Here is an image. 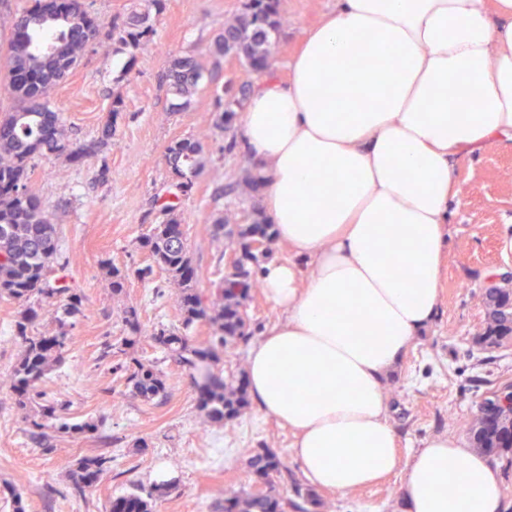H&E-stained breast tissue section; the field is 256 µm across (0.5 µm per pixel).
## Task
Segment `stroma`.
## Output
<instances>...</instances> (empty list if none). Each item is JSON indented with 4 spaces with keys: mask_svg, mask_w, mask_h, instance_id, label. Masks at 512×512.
I'll return each mask as SVG.
<instances>
[{
    "mask_svg": "<svg viewBox=\"0 0 512 512\" xmlns=\"http://www.w3.org/2000/svg\"><path fill=\"white\" fill-rule=\"evenodd\" d=\"M243 0H167L156 22L154 44L137 53L132 70L125 55L113 54L111 41L95 44L82 63L51 92V106L71 138L97 137L114 98L124 107L111 145L77 167L61 158H35L27 187L37 194L59 231V262L69 284L84 298L85 315L69 330L66 364L44 383L49 396L67 402L75 419L101 420V434L116 460L108 478L84 497L70 493L66 464L90 453L93 441L67 438L53 453L30 448L24 436L25 415L10 389V372L22 351L13 325L17 303L0 299V512H13L11 495L19 493L25 512H103L112 498L132 487L150 490L174 479L179 489L163 501L162 512H208L225 491L255 487L246 468L250 452L267 448L284 467L298 473L287 426L249 406L237 419L217 424L201 412L184 373L165 364L168 396L146 405L128 396L110 365L99 362L106 336L124 332L122 312L135 307L145 329L181 321L180 290L163 271L149 281L131 279L123 296L112 294L111 269L135 270L149 262L139 237L159 223V209L170 203L171 177L165 160L175 139L209 133L212 149L205 177L179 212L188 248L201 275L197 286L215 293V272L224 240L212 236L211 217L222 212L227 198L215 190L234 178L246 159L222 156L223 134L213 129L214 96L204 92L184 112L170 111V96L159 84L169 60L200 49L224 19L239 11ZM336 0H281L287 24L271 45L275 76L287 81L288 64L303 36L335 6ZM107 167V183L96 180ZM458 203L449 211L448 249L440 281L438 313L413 343L404 361L387 376L383 392L390 421L399 431L398 451L411 457L436 435L467 441L468 428L481 397L473 376L512 381V349L487 353L472 343L484 321L481 289L489 276L512 270V147L490 144L470 153L457 171ZM224 439V466L206 468L198 456ZM147 446L134 452L135 440ZM402 474L355 491H321L331 512H402Z\"/></svg>",
    "mask_w": 512,
    "mask_h": 512,
    "instance_id": "obj_1",
    "label": "stroma"
}]
</instances>
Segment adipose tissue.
<instances>
[{"mask_svg":"<svg viewBox=\"0 0 512 512\" xmlns=\"http://www.w3.org/2000/svg\"><path fill=\"white\" fill-rule=\"evenodd\" d=\"M289 69L255 84L237 133L293 253L262 269L285 319L250 350V396L314 487L402 468L404 512H502L498 468L458 440L401 460L383 381L437 313L459 165L512 143V0H336Z\"/></svg>","mask_w":512,"mask_h":512,"instance_id":"adipose-tissue-1","label":"adipose tissue"}]
</instances>
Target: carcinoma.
<instances>
[{
    "mask_svg": "<svg viewBox=\"0 0 512 512\" xmlns=\"http://www.w3.org/2000/svg\"><path fill=\"white\" fill-rule=\"evenodd\" d=\"M45 0H33L31 7L14 16H3L0 23L10 29L5 51L9 91L15 100L11 112L0 114V298L21 306L15 322L16 336L22 353L11 370V387L17 394V407L25 411L34 399L46 397L37 390L47 375L61 367L69 352L70 337L65 331L84 317V297L71 288L62 276L50 280L59 252L57 225L44 213L42 200L28 191L25 180L34 156L60 157L79 164L96 155L112 140L114 117L121 100L114 101L100 135L88 142H74L61 125L60 115L49 103L47 76L37 63V56L48 47L65 46L56 60L59 70L74 69L89 51L90 39L105 36L112 40L116 52L128 55L126 69L136 63L135 51L154 41L156 29L150 16H159L165 0H145L144 10L106 24L92 15L86 0H53V12L47 13ZM287 23L280 0H246L241 10L224 20V28L212 38L203 54H186L170 61L165 73L168 93L175 103L172 111L191 107L194 99L213 83L222 59L232 57L251 71H271L272 38ZM25 67L31 77L15 79V70ZM251 84L229 81L214 90L216 113L212 127L224 133L225 154H237L235 125L245 112ZM208 143L202 138H182L167 146L170 174L179 196L188 198L196 180L206 167ZM265 176L252 168L242 169L240 178L227 185V194L238 200L213 217V234L224 235V226L237 225V239L244 243L260 237L266 244L262 253H247L236 274L221 278L217 294L211 301L196 288L197 279L176 208L163 207L166 219L154 224L140 239V247L149 253L152 263L138 268L134 275L141 281L152 276L154 268L167 272L180 289L182 327L161 324L148 336L160 350L161 357L142 360L135 356L143 329L137 309L123 311L127 333L119 338L105 337L99 361L111 363L112 373L126 385L130 395L143 403L166 397V373L162 365L170 360L181 367L198 393V407L215 423L237 418L249 404L243 381L224 374L221 367L224 350L248 343L258 330L249 314L252 292L261 287L262 262L273 254L276 243L274 225L253 201L254 192ZM485 319L482 331L473 337L482 350L506 351L512 347V289L483 295ZM48 314L53 315L59 332L41 334L35 327ZM197 322L212 326L210 336L199 341L188 335ZM100 423L88 418L80 422L63 413L54 402L41 405L40 419L28 421L26 437L32 447L43 453L55 450L64 438L95 436ZM473 447L490 456L507 459L512 466V404L490 411L478 410L468 430ZM112 454L83 455L73 460L69 473L73 490L82 497L86 489L112 473ZM249 471L262 487L257 490H231L224 499L211 505V512H317L325 502L312 489L295 490V497L282 495L280 483L284 471L277 457L266 449L254 451L247 460ZM176 489L164 481L147 492L132 491L112 499L106 512H159L164 499Z\"/></svg>",
    "mask_w": 512,
    "mask_h": 512,
    "instance_id": "carcinoma-1",
    "label": "carcinoma"
}]
</instances>
